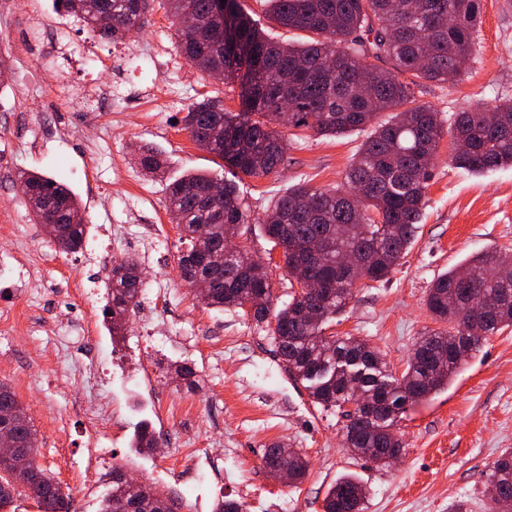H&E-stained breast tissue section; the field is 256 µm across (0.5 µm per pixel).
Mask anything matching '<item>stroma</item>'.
Wrapping results in <instances>:
<instances>
[{
  "mask_svg": "<svg viewBox=\"0 0 512 512\" xmlns=\"http://www.w3.org/2000/svg\"><path fill=\"white\" fill-rule=\"evenodd\" d=\"M144 20L139 36L115 44L57 10L54 0L0 6V61L9 70L0 85V380L12 386L37 432L38 463L59 479L75 512H99L112 490L111 477L88 466L96 439L110 448L113 466L173 501L192 489L200 512H213L221 498L243 502L247 512H323L329 488L348 473L366 489L363 512H448L458 500L468 512H488L486 475L512 449V329L488 337L444 390L408 406L398 423V462L379 466L351 455L342 446L345 418L312 402L270 327L205 306L181 276L187 243L167 207L168 186L192 171L220 170L181 119L205 98L239 111L241 88L184 58L162 0H149ZM414 96L448 118L512 99V0H482L475 49L458 83L421 81ZM286 136L276 171L242 177L249 217L235 238L268 267L278 306L291 298V279L259 218L293 186H342L365 138L293 128ZM139 145L164 154V176L144 174ZM451 149L443 135L405 257L388 280L355 288L325 330L377 348L396 375L416 343L440 327L425 304L433 280L477 252L512 253V167L470 173L449 165ZM26 171L48 174L79 195L89 227L81 249L62 252L35 224L19 181ZM127 256L137 258L144 287L162 284L171 296L159 309L130 308L116 343L101 309L112 263ZM99 344L114 347L113 379L104 385L86 377ZM173 361L194 367V386L169 371ZM108 395L120 408L104 417ZM180 400L192 412L172 419L156 409ZM144 421L159 441L150 456L130 446ZM275 442L305 456L303 482L277 481L265 469L264 450ZM190 451L196 472L165 473Z\"/></svg>",
  "mask_w": 512,
  "mask_h": 512,
  "instance_id": "1",
  "label": "stroma"
}]
</instances>
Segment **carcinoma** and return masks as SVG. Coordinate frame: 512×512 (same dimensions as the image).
<instances>
[{
	"label": "carcinoma",
	"instance_id": "obj_1",
	"mask_svg": "<svg viewBox=\"0 0 512 512\" xmlns=\"http://www.w3.org/2000/svg\"><path fill=\"white\" fill-rule=\"evenodd\" d=\"M59 7L77 16L90 32L114 43L131 39L144 26L145 0H58ZM481 0H269L268 14L278 26L313 35L312 40L282 43L268 38L241 9L239 0H167L166 12L180 39L184 57L206 73L220 67L224 79H242L241 109L229 112L204 99L193 103L182 118L198 147L219 158L233 179L223 182L222 198L213 200L209 186L216 178L189 173L169 189L167 205L191 247L179 258L182 278L191 284L208 275L216 283L204 304L232 309L258 323L274 317L272 335L291 375L305 383L312 401L340 410L352 400L350 377L361 381L371 405L346 413L343 445L356 456L376 464L400 452L396 433L406 405L419 403L448 386L460 369L459 354L469 357L484 340L512 326V303L483 313H459L451 299L466 302L475 293L492 298L498 282L486 278L496 270L512 279V254L482 251L438 276L427 292L426 307L446 327L423 337L400 376L387 373L381 353L353 336H327L326 326L340 314L353 295L352 276L336 256L343 250L369 252L372 263L360 279L386 281L414 239L420 224L431 163L445 129L467 148L450 157L452 164L473 173L499 166L512 167V101L491 108L476 107L454 114L416 103L411 84L400 73L439 83L457 82L471 59L474 33L481 19ZM112 16V26L95 25V15ZM192 13L203 21L196 32L183 28V16ZM386 59L383 70L369 59ZM369 85L373 95L362 88ZM290 99L288 117H282L281 98ZM492 110L497 122H485ZM389 113L388 119H379ZM305 128L337 137L356 131L369 135L360 144L341 188L294 187L279 197L263 219V233L282 249L288 275L300 284L312 279L334 286L327 295L305 291L273 311L244 301L267 295L273 301L268 273L247 251H226V240L247 222L235 180L260 177L278 169L288 147L278 127ZM140 163L148 174L164 171L166 160L153 149L141 147ZM30 188L27 205L35 220L49 203L59 206L64 242L59 248H82L86 224L79 197L65 184L37 171L21 175ZM307 195L317 213L313 220L298 212L296 201ZM210 226L204 244L224 251L216 267L200 265L197 226ZM321 238L323 256L296 264L293 259L307 243ZM141 291L138 261L133 257L112 262V279L103 322L111 336L124 335L123 320L137 304ZM0 406L13 412L12 429L20 442L36 437L30 418L11 385L0 380ZM139 453L157 448L156 435L140 423L131 439ZM283 443L271 444L263 456L270 474L286 464L292 481L307 473L306 459L296 453L280 457ZM28 469L39 475L31 485L0 461V506L22 491H29L45 512H70V497L52 472L36 461L38 449H26ZM121 470L112 468V494L99 512H173L169 499L160 500L149 484L132 487L121 482ZM484 494L493 504L512 499V451L492 464ZM364 487L352 474L338 478L325 499V512H362Z\"/></svg>",
	"mask_w": 512,
	"mask_h": 512
}]
</instances>
